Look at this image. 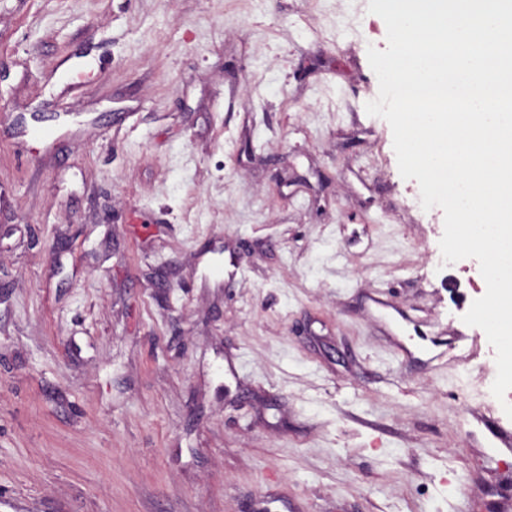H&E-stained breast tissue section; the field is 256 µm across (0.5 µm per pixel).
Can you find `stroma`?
Returning <instances> with one entry per match:
<instances>
[{"label":"stroma","mask_w":512,"mask_h":512,"mask_svg":"<svg viewBox=\"0 0 512 512\" xmlns=\"http://www.w3.org/2000/svg\"><path fill=\"white\" fill-rule=\"evenodd\" d=\"M368 2L0 0V512H512Z\"/></svg>","instance_id":"stroma-1"}]
</instances>
